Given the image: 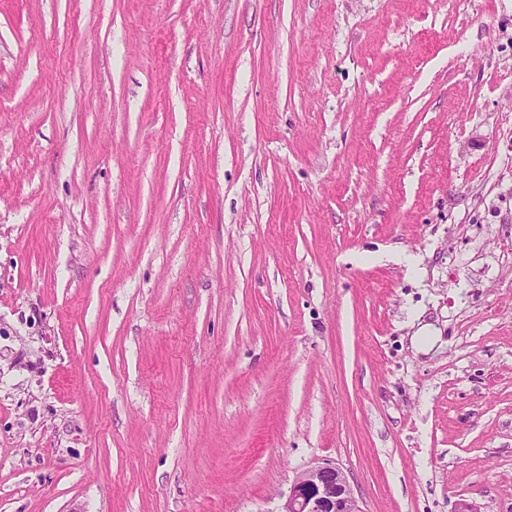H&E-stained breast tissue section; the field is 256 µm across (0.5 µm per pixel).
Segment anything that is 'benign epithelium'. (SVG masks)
I'll use <instances>...</instances> for the list:
<instances>
[{
    "instance_id": "1",
    "label": "benign epithelium",
    "mask_w": 512,
    "mask_h": 512,
    "mask_svg": "<svg viewBox=\"0 0 512 512\" xmlns=\"http://www.w3.org/2000/svg\"><path fill=\"white\" fill-rule=\"evenodd\" d=\"M278 512H363L346 472L333 462L300 471Z\"/></svg>"
}]
</instances>
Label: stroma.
Masks as SVG:
<instances>
[{
  "label": "stroma",
  "instance_id": "1",
  "mask_svg": "<svg viewBox=\"0 0 512 512\" xmlns=\"http://www.w3.org/2000/svg\"><path fill=\"white\" fill-rule=\"evenodd\" d=\"M512 512V0H0V512ZM276 512H362L346 472L318 462L300 471Z\"/></svg>",
  "mask_w": 512,
  "mask_h": 512
}]
</instances>
